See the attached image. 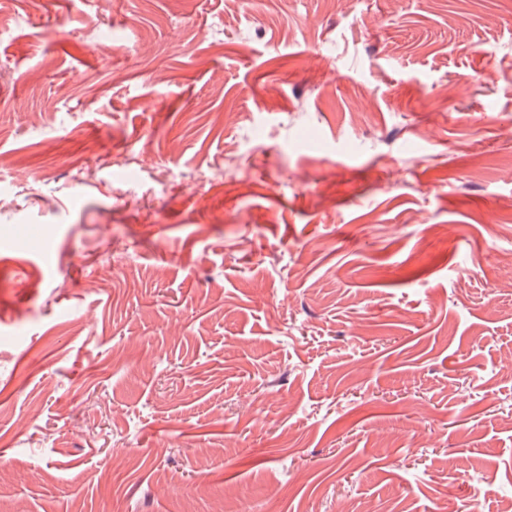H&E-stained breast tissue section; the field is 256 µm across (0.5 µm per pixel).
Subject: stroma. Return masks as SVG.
<instances>
[{"label": "stroma", "instance_id": "stroma-1", "mask_svg": "<svg viewBox=\"0 0 512 512\" xmlns=\"http://www.w3.org/2000/svg\"><path fill=\"white\" fill-rule=\"evenodd\" d=\"M511 252L512 0H0V512H501Z\"/></svg>", "mask_w": 512, "mask_h": 512}]
</instances>
